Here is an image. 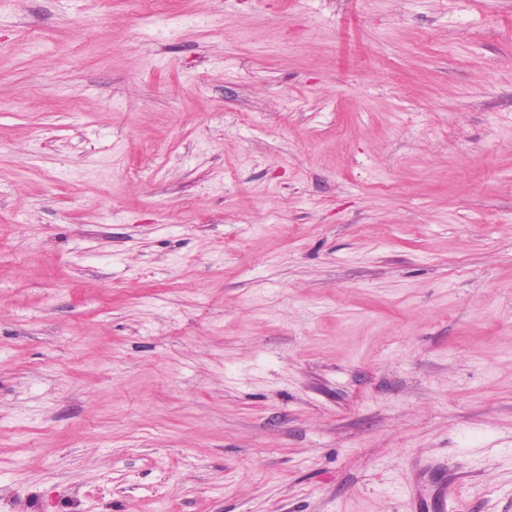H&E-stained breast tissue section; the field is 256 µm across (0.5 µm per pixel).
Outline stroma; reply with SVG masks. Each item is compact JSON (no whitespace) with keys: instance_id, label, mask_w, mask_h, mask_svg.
<instances>
[{"instance_id":"35a3bbf8","label":"stroma","mask_w":512,"mask_h":512,"mask_svg":"<svg viewBox=\"0 0 512 512\" xmlns=\"http://www.w3.org/2000/svg\"><path fill=\"white\" fill-rule=\"evenodd\" d=\"M0 512H512V0H0Z\"/></svg>"}]
</instances>
